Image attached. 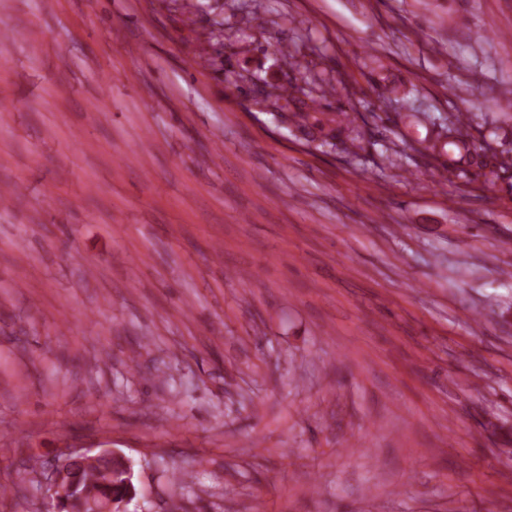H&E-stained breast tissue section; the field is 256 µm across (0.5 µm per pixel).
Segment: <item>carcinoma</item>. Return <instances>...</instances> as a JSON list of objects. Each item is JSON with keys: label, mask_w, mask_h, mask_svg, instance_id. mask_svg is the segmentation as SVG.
I'll return each instance as SVG.
<instances>
[{"label": "carcinoma", "mask_w": 512, "mask_h": 512, "mask_svg": "<svg viewBox=\"0 0 512 512\" xmlns=\"http://www.w3.org/2000/svg\"><path fill=\"white\" fill-rule=\"evenodd\" d=\"M445 137L448 144L469 149V134L460 122H449ZM58 458L64 461L73 478L71 486L59 495L62 512H89V502L112 491L136 494L134 474L110 456L68 455L60 451Z\"/></svg>", "instance_id": "obj_1"}]
</instances>
